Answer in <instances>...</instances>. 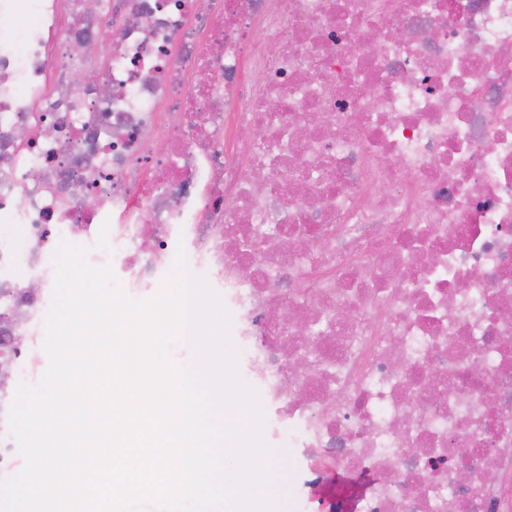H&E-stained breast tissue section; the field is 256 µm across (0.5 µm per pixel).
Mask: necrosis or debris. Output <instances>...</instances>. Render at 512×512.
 Here are the masks:
<instances>
[{"label": "necrosis or debris", "mask_w": 512, "mask_h": 512, "mask_svg": "<svg viewBox=\"0 0 512 512\" xmlns=\"http://www.w3.org/2000/svg\"><path fill=\"white\" fill-rule=\"evenodd\" d=\"M64 240L184 250L291 512H512V0H0V337Z\"/></svg>", "instance_id": "obj_1"}]
</instances>
